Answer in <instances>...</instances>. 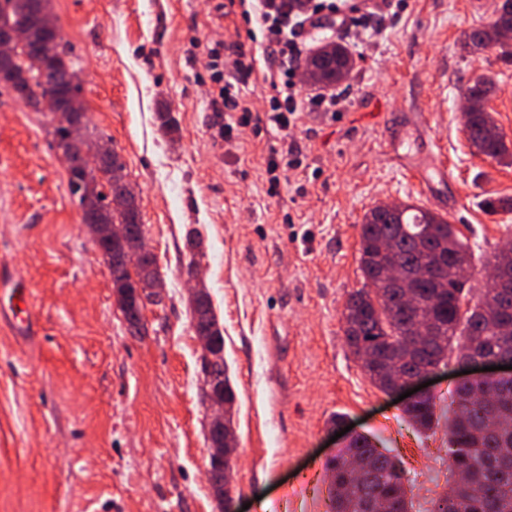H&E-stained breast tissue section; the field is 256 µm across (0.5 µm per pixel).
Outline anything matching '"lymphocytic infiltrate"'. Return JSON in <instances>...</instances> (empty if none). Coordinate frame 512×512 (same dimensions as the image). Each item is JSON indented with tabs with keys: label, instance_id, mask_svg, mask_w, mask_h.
Wrapping results in <instances>:
<instances>
[{
	"label": "lymphocytic infiltrate",
	"instance_id": "f902f5d3",
	"mask_svg": "<svg viewBox=\"0 0 512 512\" xmlns=\"http://www.w3.org/2000/svg\"><path fill=\"white\" fill-rule=\"evenodd\" d=\"M307 7L289 8L286 0H239L246 34L256 42L258 53L237 51L235 58L224 56L223 42L208 40L204 53L208 59L209 99L214 112H235L236 125H224V135L234 127L245 128L253 121L255 109L250 101L237 98L232 92L231 77L260 74L270 89L263 111L268 125L288 131L299 123L302 113L312 110L335 111L343 97L336 93L305 96L302 55L308 45L309 30L322 28L334 31L344 24L348 0H307Z\"/></svg>",
	"mask_w": 512,
	"mask_h": 512
}]
</instances>
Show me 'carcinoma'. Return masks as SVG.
<instances>
[{"label":"carcinoma","instance_id":"obj_1","mask_svg":"<svg viewBox=\"0 0 512 512\" xmlns=\"http://www.w3.org/2000/svg\"><path fill=\"white\" fill-rule=\"evenodd\" d=\"M32 0H0V30L36 23ZM512 28V0H504L502 13L466 35L465 45L495 48L512 59V42L499 37V29ZM61 29L47 30L37 43L19 42L13 48L12 73L0 77V85L17 94L29 91L27 103L49 112L58 109L67 96L78 110L86 107L81 88L64 81L71 65L62 46ZM314 66L307 71L314 85L336 86L354 67L352 54L337 41L320 46ZM494 89L485 75L475 77L464 89L476 108L469 113L466 133L475 153L499 165H512V147L484 104ZM56 147L73 150L78 180L68 182L79 206L92 208L102 224H132L141 229L137 207L125 195V165L117 152H100L101 140L84 138L79 145L67 142L62 126L54 129ZM445 260L448 280L436 287L426 281L415 291L418 304L408 309L398 288L375 286L351 292L343 310L345 341L365 375L382 392L394 379L408 374L415 365L438 366L452 354H462L471 341L474 355L482 358L512 356V326L505 327L499 306L512 307V292L500 296L492 288L480 291L474 306L462 308L472 293L470 278L455 273L459 265L472 266L471 247L455 225L429 210L410 204L396 213L375 206L363 218L360 233V267L372 282L378 267L393 264L405 273ZM159 271L156 260L131 255L120 263L113 287L126 295L134 283L144 285ZM209 324L215 328L221 356L209 364L210 374L224 381L228 401L236 402L224 361V336L211 301H206ZM434 314L432 349L412 347L415 320ZM408 422L419 430L432 429L436 417L434 397L429 395L404 407ZM448 457L452 473H473L438 497L431 512H512V379L462 383L455 386L448 406ZM331 479L329 512H368L377 501L385 512H412V497L403 482V470L395 457L359 434L326 464Z\"/></svg>","mask_w":512,"mask_h":512}]
</instances>
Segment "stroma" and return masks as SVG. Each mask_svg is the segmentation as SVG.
Masks as SVG:
<instances>
[{
    "label": "stroma",
    "instance_id": "stroma-1",
    "mask_svg": "<svg viewBox=\"0 0 512 512\" xmlns=\"http://www.w3.org/2000/svg\"><path fill=\"white\" fill-rule=\"evenodd\" d=\"M499 0H402L383 31L354 45L356 68L333 112L303 113L289 133L263 125L227 142L233 113L211 112L210 39L233 55L246 25L229 0H52L79 75L87 127L111 141L137 194L166 300L133 333L104 256L82 221L54 146V113L0 87V264L26 275L40 330L21 344L0 329V512H222L206 478L209 444L200 349L191 327L184 235L200 228V275L224 329L236 394L233 504L247 512H328L327 461L353 425L401 463L429 512L455 477L448 462L452 366L430 384L438 424L416 430L364 375L341 330L362 288L360 226L383 202L443 215L475 266L512 242V166L474 153L463 89L491 77L486 108L512 141V61L462 51ZM179 132L167 137L156 113ZM437 144L436 156L418 146ZM303 166L271 185L270 150ZM454 180L421 193L435 161Z\"/></svg>",
    "mask_w": 512,
    "mask_h": 512
}]
</instances>
